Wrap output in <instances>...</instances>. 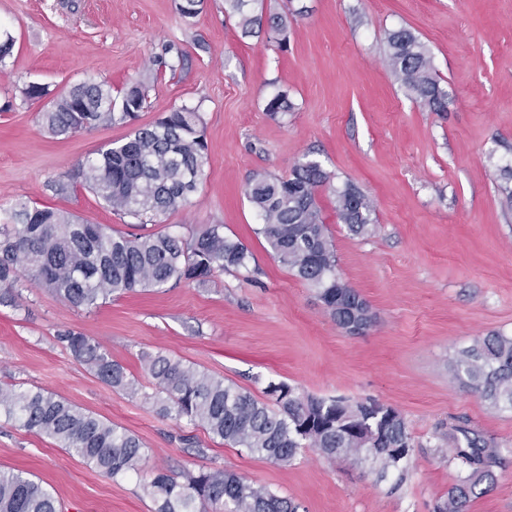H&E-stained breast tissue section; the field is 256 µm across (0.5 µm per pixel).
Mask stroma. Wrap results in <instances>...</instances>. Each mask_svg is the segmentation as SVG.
Masks as SVG:
<instances>
[{"instance_id": "stroma-1", "label": "stroma", "mask_w": 512, "mask_h": 512, "mask_svg": "<svg viewBox=\"0 0 512 512\" xmlns=\"http://www.w3.org/2000/svg\"><path fill=\"white\" fill-rule=\"evenodd\" d=\"M288 17L286 43L242 36L224 0L192 20L175 0H0L15 38L0 63V211L45 204L125 232L128 219L89 192L58 194L52 181L100 147L125 139L116 124L70 137L45 131L46 99L84 82L113 91L146 78V125L172 109H198L207 141L191 203L160 219L189 237L220 224L252 257L203 286L138 290L75 310L42 288L0 307V384L42 388L117 424L144 444L137 474L110 479L51 439L0 417V469L46 487L60 512H154L144 489L160 470L222 468L291 498L300 512H433L465 467L448 441L464 421L500 448L496 480L467 512H512V412L490 408L454 379L477 337L512 336V211L498 190L512 167V0H264ZM414 33L432 59L447 109L424 108L386 62L388 31ZM292 112L270 117L275 94ZM307 160L331 180L318 202L343 279L369 304L365 334L340 328L315 291L255 235L244 190L254 173L288 176ZM353 184L372 202L370 234L341 224L334 191ZM74 330L100 341L144 393L140 354L170 357L262 396L284 381L317 397L372 399L397 409L414 447L405 473L378 480L369 465L303 449L286 465L212 440L116 391L57 339Z\"/></svg>"}]
</instances>
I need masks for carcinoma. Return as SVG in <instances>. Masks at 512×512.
<instances>
[{"mask_svg":"<svg viewBox=\"0 0 512 512\" xmlns=\"http://www.w3.org/2000/svg\"><path fill=\"white\" fill-rule=\"evenodd\" d=\"M256 0H224V10L237 20L244 37L267 33L286 36L288 17L252 9ZM203 0H179L185 19L198 15ZM387 62L402 86L423 107L443 112L446 94L433 75L431 57L406 29L387 35ZM146 102V88L137 81L121 95L101 82L75 85L52 99L40 115L53 136L134 121ZM285 93L270 98L269 114L289 112ZM199 113L175 108L155 122L140 126L123 141L111 142L95 156L53 181L66 194L79 188L93 193L114 213L144 228L184 207L203 175L206 142ZM330 180L314 160L297 164L287 178L257 172L246 187L262 235L277 261L316 290L334 321L336 304L358 307L364 300L343 281L332 241L317 200L318 189ZM336 215L350 232H368L370 200L350 185L336 191ZM251 258L239 240L224 236V225L206 224L191 237L163 231L128 234L107 224H92L53 207L21 204L0 221V306H14L22 277L30 287L44 288L68 306L92 311L112 297L139 288L203 285L215 273L247 268ZM58 340L107 386L143 394L159 411L203 428L214 439L247 448L273 463H290L300 449L311 448L325 459L338 456L368 461L379 478L408 461L413 439L398 410L368 429L362 414L365 401L321 398L300 392L283 381H271L265 399L224 379L184 364L161 352L144 351L141 361L157 386L143 393L122 364L96 340L74 331ZM455 379L497 410L512 411V336H485L461 352ZM0 415L19 427L55 441L93 465L102 475L118 479L138 470L143 444L127 430L84 411L42 389L0 385ZM448 442L467 472L448 489L435 512H466L470 498L495 481L492 467L499 449L470 427L448 426ZM155 512H299L300 505L236 474L214 469L181 476L158 472L146 485ZM0 512H58L54 496L21 472L0 470Z\"/></svg>","mask_w":512,"mask_h":512,"instance_id":"cac0c4a2","label":"carcinoma"}]
</instances>
